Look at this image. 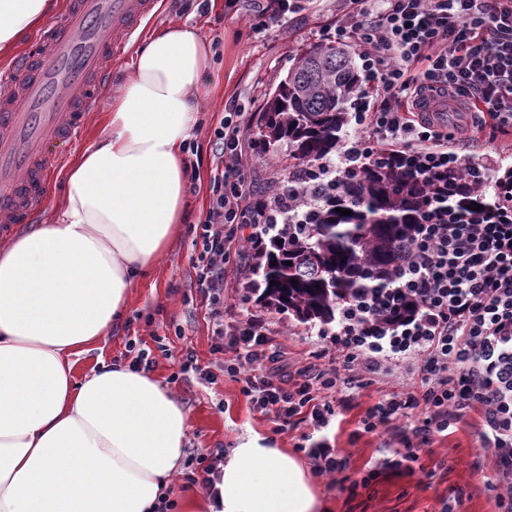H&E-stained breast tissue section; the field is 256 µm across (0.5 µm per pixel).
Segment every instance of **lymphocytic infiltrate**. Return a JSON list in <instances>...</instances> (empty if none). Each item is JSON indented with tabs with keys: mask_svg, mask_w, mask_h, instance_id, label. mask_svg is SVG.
I'll return each mask as SVG.
<instances>
[{
	"mask_svg": "<svg viewBox=\"0 0 512 512\" xmlns=\"http://www.w3.org/2000/svg\"><path fill=\"white\" fill-rule=\"evenodd\" d=\"M338 2L333 37L356 51L377 105L356 118L354 145L326 162L327 174L372 157L417 160L423 179L452 164L477 191L498 199L501 215L438 212L426 219L404 249L393 286L341 309L331 335L334 363H325V350H317L297 378L249 375L242 391L278 429L308 426L297 448L325 475L346 468L326 431L349 408L353 393L383 369L416 373L418 383L379 400L361 421L367 432L401 425L402 447L392 449L381 467L350 480L348 492L369 488L381 469L413 470L420 447L475 411L482 421L480 447L495 461L487 487L499 512H512V186L448 149L459 137L512 128V0ZM429 99L464 111L465 123L443 131L441 120L420 110ZM246 131L242 107L232 103L210 137L211 196L199 222L194 270L213 351L232 354L234 361L203 367L186 355L181 372H194L203 384H215L217 371L234 376L263 360L271 336L258 314L224 323V280L238 231L252 225L256 239L268 232L269 204L251 198L245 183Z\"/></svg>",
	"mask_w": 512,
	"mask_h": 512,
	"instance_id": "1",
	"label": "lymphocytic infiltrate"
}]
</instances>
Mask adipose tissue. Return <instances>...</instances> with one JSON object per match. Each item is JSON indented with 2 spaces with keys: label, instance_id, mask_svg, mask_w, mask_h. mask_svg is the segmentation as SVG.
Wrapping results in <instances>:
<instances>
[{
  "label": "adipose tissue",
  "instance_id": "obj_1",
  "mask_svg": "<svg viewBox=\"0 0 512 512\" xmlns=\"http://www.w3.org/2000/svg\"><path fill=\"white\" fill-rule=\"evenodd\" d=\"M51 4L0 0V51ZM211 64L194 25L143 39L59 222L0 247V512H153L180 470L191 421L174 395L121 365L77 376L75 358L120 323L184 221ZM218 490L187 493L182 512H326L304 463L257 436L233 448Z\"/></svg>",
  "mask_w": 512,
  "mask_h": 512
}]
</instances>
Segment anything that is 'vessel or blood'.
<instances>
[{
	"instance_id": "vessel-or-blood-1",
	"label": "vessel or blood",
	"mask_w": 512,
	"mask_h": 512,
	"mask_svg": "<svg viewBox=\"0 0 512 512\" xmlns=\"http://www.w3.org/2000/svg\"><path fill=\"white\" fill-rule=\"evenodd\" d=\"M156 0H63L33 51L0 66V236L36 222L57 167L85 138L112 61Z\"/></svg>"
}]
</instances>
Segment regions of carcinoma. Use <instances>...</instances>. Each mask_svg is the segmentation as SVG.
I'll return each mask as SVG.
<instances>
[{
  "label": "carcinoma",
  "instance_id": "cac0c4a2",
  "mask_svg": "<svg viewBox=\"0 0 512 512\" xmlns=\"http://www.w3.org/2000/svg\"><path fill=\"white\" fill-rule=\"evenodd\" d=\"M362 83V70L348 49L312 44L268 94L257 122L263 148L288 151V179L270 189L271 199L299 206L302 216L288 215L268 240L253 242L257 279L247 289L260 292L265 306L303 324H330L337 309L360 292L389 287L400 273L399 247L413 238L426 211L475 202L495 212L489 195L471 188L457 194L463 174L452 168L421 182L399 160L374 158L335 178L318 176L317 165L342 145L341 132L350 122L349 109L359 105ZM339 208L352 214L342 216ZM272 280L277 284L270 285Z\"/></svg>",
  "mask_w": 512,
  "mask_h": 512
}]
</instances>
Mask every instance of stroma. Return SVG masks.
<instances>
[{"instance_id": "35a3bbf8", "label": "stroma", "mask_w": 512, "mask_h": 512, "mask_svg": "<svg viewBox=\"0 0 512 512\" xmlns=\"http://www.w3.org/2000/svg\"><path fill=\"white\" fill-rule=\"evenodd\" d=\"M187 2L162 0L154 19L140 31L145 37L170 22L188 19L198 25L202 38L215 51V66L199 102V120L193 131L199 151L188 158L196 180L188 191L187 220L173 237L168 258L132 289L127 317L79 357L76 373L89 374L104 362L130 363L129 342H143L155 361L151 375L177 395L191 419L186 458L215 448L232 450L239 439L252 434L292 454L300 441V430L276 431L272 417L255 410L245 397L241 381L223 374L215 384L203 385L194 373L180 372L179 365L188 352L203 366L214 359L212 328L195 298L192 245L196 224L210 201L209 138L225 105L233 101L244 108L248 124H256L266 93L287 76L303 49L316 42H330L336 7L333 0H301L282 25L266 27L253 18L249 0H210L208 6L193 13L187 10ZM451 149L492 169L512 167V132L489 129L478 137L453 143ZM249 155L245 176L251 194L259 199L268 182L287 176L288 155L264 153L256 147ZM252 253V247H245L243 256L228 270L224 289L227 318L233 321L251 311L269 319L274 336L272 355L262 368L287 379L323 341L314 336L313 325L266 309L256 295L247 292L246 285L254 278ZM409 381V376L398 373L378 376L376 382L360 390L341 422L328 429L330 440L347 459V476L358 477L386 458L393 442L391 434L383 429L363 431L361 420L383 395L401 391ZM480 431L478 413H468L457 428L422 447V472L382 469L376 482L353 499L330 478L319 477L329 512H442L458 491L464 494L461 512H498L495 495L486 487L492 463L479 447Z\"/></svg>"}]
</instances>
